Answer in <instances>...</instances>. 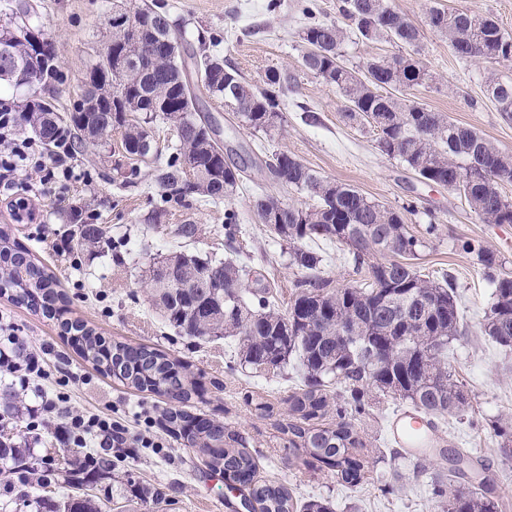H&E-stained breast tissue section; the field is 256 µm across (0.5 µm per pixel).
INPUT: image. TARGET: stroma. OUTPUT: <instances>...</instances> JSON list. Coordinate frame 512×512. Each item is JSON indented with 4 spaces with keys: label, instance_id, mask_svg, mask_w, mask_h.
<instances>
[{
    "label": "stroma",
    "instance_id": "1",
    "mask_svg": "<svg viewBox=\"0 0 512 512\" xmlns=\"http://www.w3.org/2000/svg\"><path fill=\"white\" fill-rule=\"evenodd\" d=\"M33 2L58 52L59 75L38 92L65 115L79 100L82 78L97 51L112 36L113 0ZM164 2L171 19L181 23L188 35L201 29L220 35L217 53L247 80L261 84L270 69L288 74L283 122L268 135L243 126L225 109L223 100L205 96L199 102L220 130L225 159L244 164V191L228 204L162 205L151 176L155 160L139 164L129 159L121 146V133L115 130L77 150L75 163L83 178L47 200L48 209L54 212L51 223L18 222L0 198V229L8 231L12 240L26 247L54 276L66 297L69 318L84 322L108 341L160 349L201 375L205 394L191 400L192 411L208 414L244 438L259 463L260 480L286 486L300 503L330 501L335 512H435L428 485L448 465L433 459L427 461L422 474H415V458L406 456L390 434L391 420L403 408L400 401L382 400L368 423L369 446L363 454L371 467L369 482L354 488L342 486L327 469L305 466L299 455L288 452L276 429L288 416L289 395L301 385L295 368L276 375L241 370L235 366L233 339L200 343L180 335L153 306L144 278L153 257L178 249L249 266L274 285L280 296H288L296 276L288 246L258 224L253 209L260 195L302 204L309 200L306 193L271 178L267 165L281 151L295 155L324 178L350 184L395 209L414 203L416 211L407 216L406 224L424 243L416 265L422 273L445 272L454 278L460 294V321L468 329L451 345L448 357L469 392L472 408L463 420L437 418L439 434L449 445L469 449L484 459L500 477L497 493L512 500V459L503 458L485 427L490 420L512 421V349H503L482 334L480 322L493 289L475 256L461 248L464 241L473 240L496 250L504 271L512 275V224L486 223L457 192L420 182L404 165L380 153L372 127L346 120V103L335 87L301 65L303 47L298 33L304 24V0H280L273 11L267 8L269 0ZM434 3L450 10L477 8L512 33V0H391L399 16L419 27L421 57L433 76L428 85L410 91V99L446 113L453 122L512 153V117L498 111L485 85L491 72L500 80L512 81V59L490 69L478 60L459 59L447 39L426 22L427 10ZM135 166L140 174L135 183H127L126 176ZM75 201L85 205L95 223L107 227L109 242L102 251L63 255L55 251V241L74 230L65 213ZM159 206L165 207V216L160 223L149 222L151 211ZM229 207L240 216L232 241L224 231V211ZM433 214L440 219L435 235L427 232ZM182 224L197 226L194 239L178 235ZM1 312L10 317L30 349L51 344L59 351V360L46 367L45 384L52 387L58 380H67L70 411L109 413L142 407L152 416L154 432L165 438L166 446L160 452L143 448L130 458L122 449L110 451L111 470L87 486L99 512H244L238 492L227 488L223 476L211 473L185 440L166 434L161 423L162 413L171 407L166 398L102 374L62 336L56 319L4 296H0ZM11 396L10 407H0V443L42 460L43 465L54 462L55 467L50 474L42 465L32 473L0 475V512H61L74 494L72 485L79 475L60 465L65 447L51 430L28 429L21 392L12 391ZM261 401L272 406V414L257 410ZM397 478L403 489L388 492V484ZM135 484L161 488L165 501L156 506L135 497L131 491Z\"/></svg>",
    "mask_w": 512,
    "mask_h": 512
}]
</instances>
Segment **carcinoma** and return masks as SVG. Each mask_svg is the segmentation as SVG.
<instances>
[{"mask_svg":"<svg viewBox=\"0 0 512 512\" xmlns=\"http://www.w3.org/2000/svg\"><path fill=\"white\" fill-rule=\"evenodd\" d=\"M136 20L149 18L169 32L179 44L186 42L179 23L163 11L158 0H133ZM25 19L0 28L9 37L12 56L26 59L36 49L26 37L35 31L30 4L19 6ZM338 13L344 23L327 22L315 15L313 4L304 6L306 23L299 38L304 47L302 66L336 87L347 103L350 122H370L377 132L379 151L405 165L427 183L452 186L473 212L489 224H512V201L500 187L512 183V154L498 149L476 131L459 126L441 112L414 103L405 91L423 85L428 71L416 54L396 57L391 65L382 57L362 64L342 62V49L352 34L368 42L392 41L418 50L420 30L397 15L390 0H340ZM428 26L448 40L462 59L492 65L512 58V35L490 16L474 8L447 10L431 6ZM199 51L171 55L157 44L141 65L124 78H113L105 57L98 54L85 73V93H106L112 86V103L98 112L78 108L65 117L51 111L46 100L26 104L20 120L46 144L58 134L92 130L105 136L122 128V148L138 155L137 145L152 135L143 125L124 116V108L151 113L150 122H171L176 141L167 160L154 169L155 183L164 203L231 201L242 186V167L226 162L224 149L207 142L198 92L224 97V82L237 84V118L257 131L269 133L283 122L281 97L288 90V75L271 70L259 88L244 79L224 58L208 47L221 39L209 32L197 36ZM489 97L499 111L512 113V81L491 78ZM288 186L306 192L312 204H294L259 197L254 209L259 223L289 246L291 265L298 277L286 311L271 285L261 278L249 280V271L230 260L202 259L185 251L153 258L147 285L162 317L182 336L209 342L238 338L239 365L257 373L283 371L290 359L298 361L302 385L288 397V422L279 430L286 448L303 450L314 461L334 472L338 483L358 487L367 480L368 465L360 455L367 447L364 425L375 405L385 398L399 400L427 416L462 415L471 407L469 393L448 361V346L464 333L460 325L456 286L444 274L434 279L421 273L410 259L423 242L408 231L401 212L364 196L354 186L330 181L286 151L279 153ZM195 163V177L186 178L188 162ZM73 247L99 248L107 243L101 224L78 217ZM314 239L347 247L354 269L378 273L381 288L375 292L355 284L335 285L320 274L323 256L308 247ZM462 249L475 254L483 276L494 286V297L481 327L495 343L512 348V278L500 273L497 253L466 242ZM388 255L387 270L373 261ZM175 278H162L160 267ZM55 280L29 258L12 262L0 273V294L30 305L65 303L55 291ZM84 358L124 384L149 390L185 403L199 395L200 383L188 365L145 345L107 344L79 322ZM336 421L331 422V415ZM168 430L187 440L205 458L213 472L249 489L243 506L247 512H332L325 500L298 504L287 487L266 484L257 478V465L241 436L223 424L186 411L166 413ZM502 456L512 458V425L494 420L488 424ZM424 457L449 460L448 473L437 475L432 495L441 512H502L505 502L494 495L496 479L489 467L459 448H429Z\"/></svg>","mask_w":512,"mask_h":512,"instance_id":"cac0c4a2","label":"carcinoma"}]
</instances>
